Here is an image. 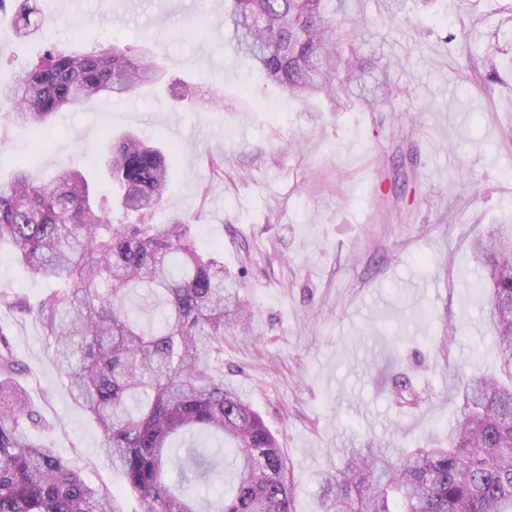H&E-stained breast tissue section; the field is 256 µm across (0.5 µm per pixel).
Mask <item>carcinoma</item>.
<instances>
[{"instance_id": "carcinoma-1", "label": "carcinoma", "mask_w": 512, "mask_h": 512, "mask_svg": "<svg viewBox=\"0 0 512 512\" xmlns=\"http://www.w3.org/2000/svg\"><path fill=\"white\" fill-rule=\"evenodd\" d=\"M332 0H227L235 49L289 95L332 97L362 68L354 46L338 50L345 21ZM19 38L43 33L42 8L13 6ZM160 78L152 58L103 40L88 53L47 43L36 62L0 85V116L37 136L62 110L90 106L101 93L134 94ZM109 175L135 216L112 223L95 206L79 170L62 166L35 182L23 163L0 181V249H10L52 288L36 306L0 292V307L42 326L72 403L101 434L100 448L124 476L140 512H199L190 487L214 470L192 456L183 479L167 480L171 451L195 435L233 452V482L207 512H292L293 481L275 436L247 398L224 382V334L257 336L224 263L196 250L191 225L153 224L175 158L125 135L109 143ZM512 237L473 244L489 290L500 358L499 381L458 373L463 405L445 438L424 448L368 442L322 477L318 512H512ZM26 371L0 328V512H119L116 496L84 477L75 457L29 438L42 423L16 382ZM399 403L419 404L395 380Z\"/></svg>"}]
</instances>
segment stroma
Returning <instances> with one entry per match:
<instances>
[{
	"label": "stroma",
	"mask_w": 512,
	"mask_h": 512,
	"mask_svg": "<svg viewBox=\"0 0 512 512\" xmlns=\"http://www.w3.org/2000/svg\"><path fill=\"white\" fill-rule=\"evenodd\" d=\"M365 21L355 45L382 59L363 94L303 102L235 52L207 0H55L44 28L59 46L101 39L152 52L163 77L134 97L57 113L40 139L0 118V176L26 156L45 180L86 169L112 221L127 223L107 170V142L133 132L175 154L152 221L192 226L262 325L224 338V379L275 435L294 480L293 512H317L321 478L366 440L415 447L459 415L458 369H498L486 298L474 282L476 238L512 228V0H336ZM466 32L472 58L449 34ZM43 51L0 14V82ZM498 62L494 77L486 54ZM387 87L392 97L374 101ZM48 284L0 252V291L38 302ZM21 383L49 423L33 430L86 477L137 499L99 449V431L70 401L40 326L10 321ZM407 377L421 407L392 399Z\"/></svg>",
	"instance_id": "obj_1"
}]
</instances>
